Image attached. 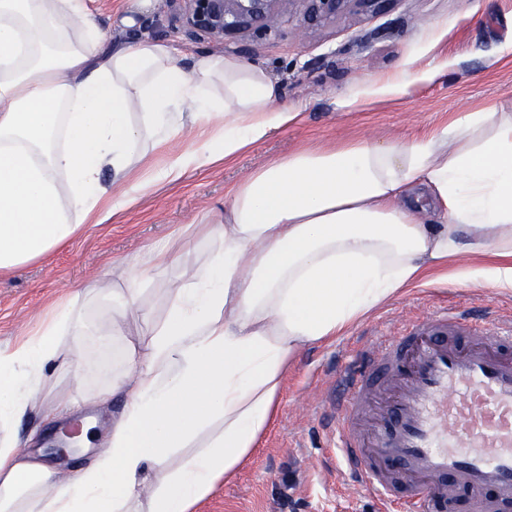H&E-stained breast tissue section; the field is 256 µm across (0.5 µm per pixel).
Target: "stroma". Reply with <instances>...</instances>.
<instances>
[{
  "label": "stroma",
  "instance_id": "1",
  "mask_svg": "<svg viewBox=\"0 0 512 512\" xmlns=\"http://www.w3.org/2000/svg\"><path fill=\"white\" fill-rule=\"evenodd\" d=\"M94 0L99 27L113 44L130 39L170 45L184 70L204 55L236 56L268 71L276 105L300 119L235 159L160 185L133 207L83 233L49 258L0 275V348L33 327L67 289L111 288L122 282L128 260L144 247L174 240L191 224L224 216V194L253 169L299 149L330 148L373 138L391 142L438 134L457 113L488 103L512 110V0H394L380 14H346L305 30L287 4L278 7L275 31L243 33L216 44L182 28L175 0ZM415 79L402 88L389 79ZM207 242L187 239L173 265L150 272L139 319L147 334L162 315L165 290L188 277L205 258ZM476 315L512 317V294L465 281H422L372 312L329 345L304 350L288 373L279 413L254 456L202 502L198 512H376V502L339 469L325 449L332 428L314 398L336 386L341 351L375 343L426 318L443 303ZM89 336L80 374L88 389L111 383L122 370L103 305L79 298Z\"/></svg>",
  "mask_w": 512,
  "mask_h": 512
}]
</instances>
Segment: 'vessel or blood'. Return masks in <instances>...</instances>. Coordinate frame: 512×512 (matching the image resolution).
Wrapping results in <instances>:
<instances>
[{
	"label": "vessel or blood",
	"instance_id": "obj_1",
	"mask_svg": "<svg viewBox=\"0 0 512 512\" xmlns=\"http://www.w3.org/2000/svg\"><path fill=\"white\" fill-rule=\"evenodd\" d=\"M340 375L336 460L380 512H512L511 319L444 307Z\"/></svg>",
	"mask_w": 512,
	"mask_h": 512
}]
</instances>
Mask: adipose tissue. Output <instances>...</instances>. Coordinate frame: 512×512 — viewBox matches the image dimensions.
I'll use <instances>...</instances> for the list:
<instances>
[{
  "label": "adipose tissue",
  "instance_id": "ef3b65f1",
  "mask_svg": "<svg viewBox=\"0 0 512 512\" xmlns=\"http://www.w3.org/2000/svg\"><path fill=\"white\" fill-rule=\"evenodd\" d=\"M108 41L89 0H0V274L297 118L276 107L267 71L238 58L203 56L188 73L168 44ZM188 128L194 147L136 173L146 144ZM203 231L204 263L167 289L145 340L130 332L141 270L173 250L129 261L109 297L123 372L92 394L74 381L46 415L123 395L85 468L61 474L7 433L75 364L86 320L66 299L0 348V512H196L253 455L301 350L435 273L511 293L512 113L489 105L429 137L288 153L233 186L223 223Z\"/></svg>",
  "mask_w": 512,
  "mask_h": 512
}]
</instances>
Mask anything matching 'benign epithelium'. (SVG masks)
Listing matches in <instances>:
<instances>
[{
	"mask_svg": "<svg viewBox=\"0 0 512 512\" xmlns=\"http://www.w3.org/2000/svg\"><path fill=\"white\" fill-rule=\"evenodd\" d=\"M180 18L193 33L224 43L244 30L269 33L276 20V6L282 0H181ZM393 0H288L301 6L303 23L319 27L337 15L356 11L378 13Z\"/></svg>",
	"mask_w": 512,
	"mask_h": 512,
	"instance_id": "1",
	"label": "benign epithelium"
}]
</instances>
